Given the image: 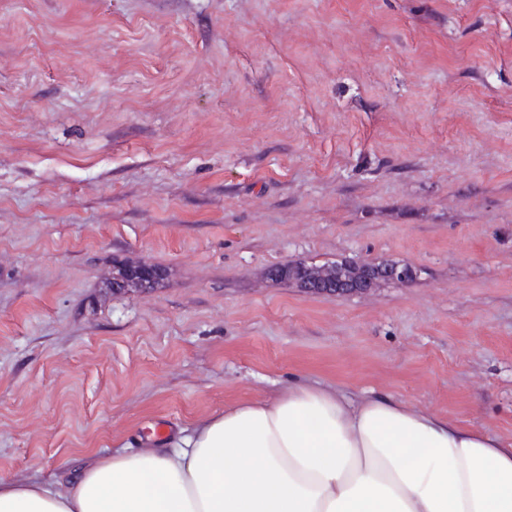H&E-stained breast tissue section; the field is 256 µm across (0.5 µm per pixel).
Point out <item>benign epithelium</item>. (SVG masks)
<instances>
[{"instance_id": "obj_1", "label": "benign epithelium", "mask_w": 512, "mask_h": 512, "mask_svg": "<svg viewBox=\"0 0 512 512\" xmlns=\"http://www.w3.org/2000/svg\"><path fill=\"white\" fill-rule=\"evenodd\" d=\"M414 276L413 269L404 264H390L383 268H375L364 262H350L343 271L336 274L332 280H309L303 284V289L311 293L331 294L337 296L363 293L383 280L408 282Z\"/></svg>"}]
</instances>
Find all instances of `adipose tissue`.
<instances>
[{"mask_svg":"<svg viewBox=\"0 0 512 512\" xmlns=\"http://www.w3.org/2000/svg\"><path fill=\"white\" fill-rule=\"evenodd\" d=\"M0 512H512V441L371 392L244 400L70 482L0 480Z\"/></svg>","mask_w":512,"mask_h":512,"instance_id":"obj_1","label":"adipose tissue"}]
</instances>
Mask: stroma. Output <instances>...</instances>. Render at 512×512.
<instances>
[{
    "mask_svg": "<svg viewBox=\"0 0 512 512\" xmlns=\"http://www.w3.org/2000/svg\"><path fill=\"white\" fill-rule=\"evenodd\" d=\"M300 384L512 439V0H0V478ZM165 270L159 266L125 261L112 268V277L105 278L104 288H112V293L154 288L163 279ZM366 264V262H350L342 272L336 273V265L338 264L288 263L275 267L270 275L274 281L296 285L293 280L299 278L301 271H303V276L320 275L322 271L327 272V274L335 272L336 280L320 281L311 279L303 284V289L311 293L337 296L366 292L376 287L383 279L408 282L414 276L413 269L408 265L396 263L383 268H375Z\"/></svg>",
    "mask_w": 512,
    "mask_h": 512,
    "instance_id": "stroma-1",
    "label": "stroma"
}]
</instances>
